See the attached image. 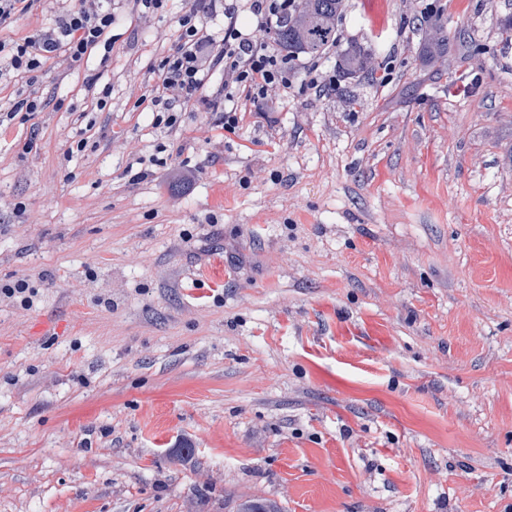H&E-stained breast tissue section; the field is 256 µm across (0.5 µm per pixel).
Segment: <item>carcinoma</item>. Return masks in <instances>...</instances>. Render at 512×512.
I'll return each mask as SVG.
<instances>
[{
  "label": "carcinoma",
  "mask_w": 512,
  "mask_h": 512,
  "mask_svg": "<svg viewBox=\"0 0 512 512\" xmlns=\"http://www.w3.org/2000/svg\"><path fill=\"white\" fill-rule=\"evenodd\" d=\"M342 0H299L295 14L279 22L273 40L293 58L298 54L318 57L339 45L337 20ZM429 46L438 57L448 45V33L444 24H438L428 39ZM373 56L357 48L343 56L344 69L349 75L371 68Z\"/></svg>",
  "instance_id": "1"
}]
</instances>
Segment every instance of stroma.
Instances as JSON below:
<instances>
[{"label":"stroma","mask_w":512,"mask_h":512,"mask_svg":"<svg viewBox=\"0 0 512 512\" xmlns=\"http://www.w3.org/2000/svg\"><path fill=\"white\" fill-rule=\"evenodd\" d=\"M205 4L114 0L111 55L0 126V287L36 294L0 300V512H512V0H344L333 90L293 62L228 129L218 69L156 123Z\"/></svg>","instance_id":"35a3bbf8"}]
</instances>
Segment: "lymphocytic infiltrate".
Returning a JSON list of instances; mask_svg holds the SVG:
<instances>
[{
  "mask_svg": "<svg viewBox=\"0 0 512 512\" xmlns=\"http://www.w3.org/2000/svg\"><path fill=\"white\" fill-rule=\"evenodd\" d=\"M295 0H251L258 18L248 34L237 27L234 12H225L223 37H215L200 24L196 9L182 15L172 52L155 72L148 96L155 112L174 105L191 106L214 69L224 71V84L248 100L265 98L269 88L288 86L292 69L266 39L271 26L291 14ZM110 0H53L50 24L20 42L0 41V82H12L41 70L46 64L67 68L86 57L112 52Z\"/></svg>",
  "mask_w": 512,
  "mask_h": 512,
  "instance_id": "1",
  "label": "lymphocytic infiltrate"
}]
</instances>
